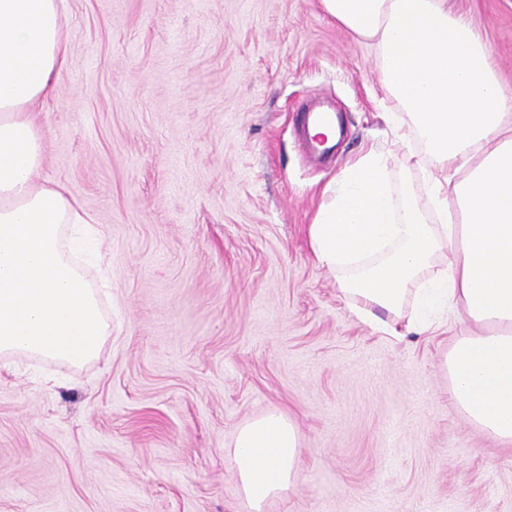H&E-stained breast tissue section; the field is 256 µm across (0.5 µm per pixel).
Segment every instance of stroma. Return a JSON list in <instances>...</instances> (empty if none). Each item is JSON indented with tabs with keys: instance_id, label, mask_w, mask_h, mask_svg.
<instances>
[{
	"instance_id": "35a3bbf8",
	"label": "stroma",
	"mask_w": 512,
	"mask_h": 512,
	"mask_svg": "<svg viewBox=\"0 0 512 512\" xmlns=\"http://www.w3.org/2000/svg\"><path fill=\"white\" fill-rule=\"evenodd\" d=\"M512 85V0H450ZM39 116L42 179L95 219L112 334L81 365L0 354V512H241L225 447L280 411L303 466L266 512H512V447L470 425L440 362L463 326L374 331L309 245L368 146L422 188L377 52L321 0H65ZM345 134L313 161L296 121Z\"/></svg>"
}]
</instances>
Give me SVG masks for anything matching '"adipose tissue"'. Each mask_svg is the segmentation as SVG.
Listing matches in <instances>:
<instances>
[{"label": "adipose tissue", "mask_w": 512, "mask_h": 512, "mask_svg": "<svg viewBox=\"0 0 512 512\" xmlns=\"http://www.w3.org/2000/svg\"><path fill=\"white\" fill-rule=\"evenodd\" d=\"M378 51L381 85L423 152L426 217L412 187L394 194L369 147L322 194L310 246L339 276L355 314L379 330L420 333L448 308L467 330L442 369L465 420L512 445V88L448 0H321ZM63 0H0V353L80 364L112 329L99 288L74 255L98 229L63 186L41 179L38 109L68 52ZM459 221H448L449 209ZM243 512L295 484L301 439L278 412L237 427L228 445Z\"/></svg>", "instance_id": "1"}]
</instances>
